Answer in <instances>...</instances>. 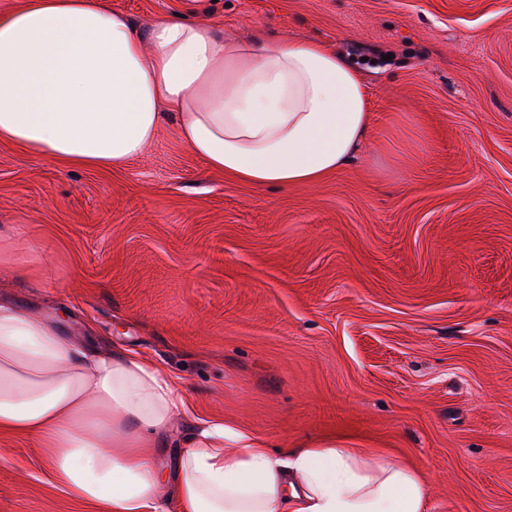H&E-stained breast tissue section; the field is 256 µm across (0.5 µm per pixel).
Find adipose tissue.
<instances>
[{
	"label": "adipose tissue",
	"instance_id": "obj_1",
	"mask_svg": "<svg viewBox=\"0 0 512 512\" xmlns=\"http://www.w3.org/2000/svg\"><path fill=\"white\" fill-rule=\"evenodd\" d=\"M370 122L360 66L322 42H229L201 18L143 32L109 0L0 14V143L64 165L124 168L170 123L212 170L289 187L349 164ZM185 411L155 361L0 299V433L36 437L71 498L108 512H168L173 498L180 512H423L408 466L332 442L275 447L220 420L175 435Z\"/></svg>",
	"mask_w": 512,
	"mask_h": 512
}]
</instances>
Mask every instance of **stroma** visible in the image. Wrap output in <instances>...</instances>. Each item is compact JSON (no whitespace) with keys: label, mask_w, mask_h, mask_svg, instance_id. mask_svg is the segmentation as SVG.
Listing matches in <instances>:
<instances>
[{"label":"stroma","mask_w":512,"mask_h":512,"mask_svg":"<svg viewBox=\"0 0 512 512\" xmlns=\"http://www.w3.org/2000/svg\"><path fill=\"white\" fill-rule=\"evenodd\" d=\"M140 30L362 59L372 123L319 182L258 189L164 130L122 169L0 144V228L41 277L0 296L64 314L178 380L191 419L273 445L333 439L420 472L424 512H512V0H110ZM0 512H104L0 435Z\"/></svg>","instance_id":"1"}]
</instances>
